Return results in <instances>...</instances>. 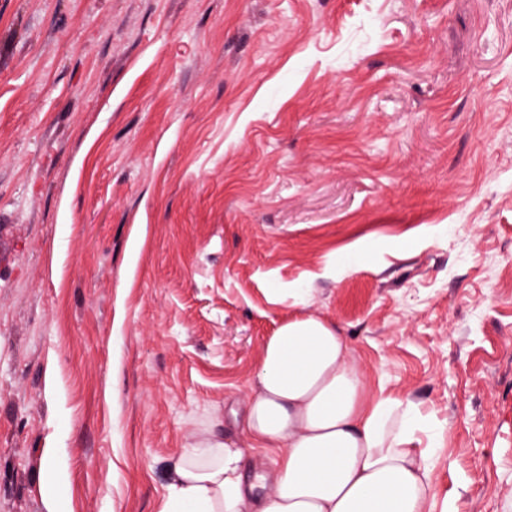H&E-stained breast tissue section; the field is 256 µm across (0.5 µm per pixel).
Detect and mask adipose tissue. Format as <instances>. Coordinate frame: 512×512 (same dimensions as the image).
<instances>
[{"instance_id": "obj_1", "label": "adipose tissue", "mask_w": 512, "mask_h": 512, "mask_svg": "<svg viewBox=\"0 0 512 512\" xmlns=\"http://www.w3.org/2000/svg\"><path fill=\"white\" fill-rule=\"evenodd\" d=\"M338 326L314 315L263 344L244 429L273 448L246 474L243 449L210 433L183 449L161 512H431L427 450L411 402L371 393Z\"/></svg>"}]
</instances>
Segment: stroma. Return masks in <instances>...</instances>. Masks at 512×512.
Instances as JSON below:
<instances>
[{"label":"stroma","mask_w":512,"mask_h":512,"mask_svg":"<svg viewBox=\"0 0 512 512\" xmlns=\"http://www.w3.org/2000/svg\"><path fill=\"white\" fill-rule=\"evenodd\" d=\"M512 512V0H0V512H160L288 316Z\"/></svg>","instance_id":"1"}]
</instances>
